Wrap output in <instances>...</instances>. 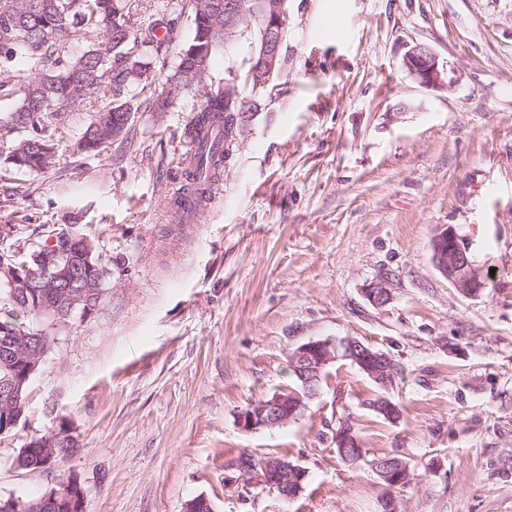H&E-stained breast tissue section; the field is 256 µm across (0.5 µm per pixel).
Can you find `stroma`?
Listing matches in <instances>:
<instances>
[{
	"label": "stroma",
	"mask_w": 512,
	"mask_h": 512,
	"mask_svg": "<svg viewBox=\"0 0 512 512\" xmlns=\"http://www.w3.org/2000/svg\"><path fill=\"white\" fill-rule=\"evenodd\" d=\"M429 45L448 71L425 88L403 69ZM253 32L216 53L206 84L250 65ZM278 91L230 147L223 193L200 223H176L184 127L200 91L140 108L126 138L77 145L111 102L48 116L52 168L8 161L26 136L0 98V255L60 232L94 234L112 275L98 309L53 331L18 426L0 437V498H36L77 475L85 512H512V0H288ZM452 225L486 280L469 298L436 271ZM388 277L373 308L368 283ZM354 337L387 352L389 390L331 365L305 415L246 432L238 413L292 383L291 351ZM386 397L401 415L377 416ZM350 418L368 456L414 473L386 489L338 456ZM67 427L75 452L40 471L15 457ZM281 454L309 475L285 500L230 490L239 453ZM365 296L369 304L376 309L386 307L393 300V294L388 286V281L384 278L371 282L365 288Z\"/></svg>",
	"instance_id": "stroma-1"
}]
</instances>
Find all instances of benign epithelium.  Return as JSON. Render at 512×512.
I'll return each mask as SVG.
<instances>
[{
  "label": "benign epithelium",
  "instance_id": "obj_1",
  "mask_svg": "<svg viewBox=\"0 0 512 512\" xmlns=\"http://www.w3.org/2000/svg\"><path fill=\"white\" fill-rule=\"evenodd\" d=\"M224 7V40L229 41L238 30L239 18L244 6L242 0H222ZM263 22V42L258 53L253 55L248 79L259 87H265L282 63V29L288 21V0H258ZM403 68L421 86L440 88L445 85L444 72L433 49L420 42L408 46L403 55ZM78 258H63L58 247L40 245L31 249L29 260L12 262L0 260V282L12 289L14 305L35 304L41 321L52 326H66L76 316L92 315L100 304L105 289L94 276L95 266L91 264L93 250L83 243L73 244ZM432 262L438 273L448 280L457 291L474 297L485 288V279L471 257L470 246L451 225L440 228L432 240ZM369 304L382 309L391 303L393 294L388 281L383 278L371 282L365 288ZM10 331L13 341L23 345L25 352L15 359L13 374L8 379L12 397L20 399L24 386L30 384L37 374L45 356L52 348V340L41 330L17 336L11 324L0 323V331ZM301 381L298 390L285 389L249 404L238 417L241 429L253 432L261 429H275L302 417L309 404L317 398L322 388V374L338 360H351L362 371L376 381L382 389L389 388L394 377L388 363L391 356L375 350L356 338L336 341L332 338L309 340L298 345L289 356ZM21 419L15 411L0 407V435L16 427ZM351 420H341L336 431V447L348 460L358 463L364 457L353 453L360 447L353 434ZM76 446L75 438L66 429L31 439L26 447L48 451L54 448ZM372 471L388 487L401 484L405 463L398 457L375 460L370 463ZM229 474L224 477V486L259 485L271 491L281 490V497L293 499L303 489L307 469L289 459L262 460V467L241 464L235 458L227 465ZM300 475L298 483L288 485V472ZM70 503L73 512H83L85 493L79 481L70 478L52 488L39 502L41 512H54L60 500Z\"/></svg>",
  "mask_w": 512,
  "mask_h": 512
}]
</instances>
